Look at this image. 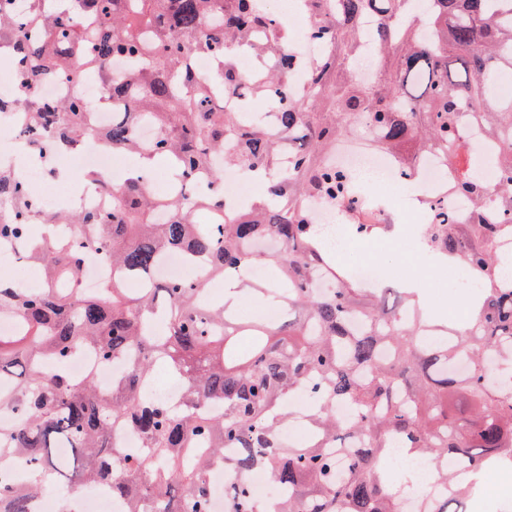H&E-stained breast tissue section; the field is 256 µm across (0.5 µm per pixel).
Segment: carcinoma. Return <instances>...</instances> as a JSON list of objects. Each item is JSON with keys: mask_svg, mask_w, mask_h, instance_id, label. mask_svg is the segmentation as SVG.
Here are the masks:
<instances>
[{"mask_svg": "<svg viewBox=\"0 0 512 512\" xmlns=\"http://www.w3.org/2000/svg\"><path fill=\"white\" fill-rule=\"evenodd\" d=\"M14 18L0 0V43L24 58L20 91L45 78L80 82L91 71L97 87L119 101L112 127L102 130L77 92L56 105L34 101L35 133L29 153L68 150L95 141L146 159H164L176 191L156 195L142 179L112 191V207L86 213L46 210L41 224H72L83 245L36 243L30 231L32 191L0 167V242L20 240L24 256L43 272L32 292L0 273V315L15 318L13 334H0V408L13 411L0 426V463L21 460L29 480L0 483V512H29L46 490L74 484H112V494L139 512H212L202 472L221 461L237 477L228 512H260L247 474L265 472L286 489L271 512H466L490 476L512 467V376L491 373V359L512 361V275L499 224H512V12L497 0H301L307 35L323 53L302 62L291 26L263 0H80L76 20L57 0H28ZM375 20L371 44L361 19ZM250 47L260 79L248 83L236 51ZM371 49L372 81L357 79L352 62ZM213 60L203 81L189 69L193 56ZM307 67L300 96H289L293 73ZM243 102L265 99L275 108L271 126L243 112L211 105L217 87ZM487 136L484 165L459 141L460 115ZM153 137L140 141L137 127ZM365 133V147L397 156L404 174H418L435 154L458 169L449 193L470 207L457 220L448 199L424 198L430 223L426 250L470 270L481 282L479 309L459 334L423 318L414 299L388 307L383 292L363 288L336 266L310 208L331 199L361 225L352 199L354 178L328 162L350 127ZM266 184L269 201L234 207L221 194L224 166ZM204 171L209 188L185 200L177 188ZM103 251L112 285L95 296L79 288L85 252ZM170 251L206 262V277L231 278L255 262L277 271L263 293L304 313L295 324L265 318L232 320L224 305L202 303L204 280L157 282L152 274ZM327 276L334 288L317 291ZM250 337L241 348L239 337ZM92 351L104 365L138 352L104 391L91 375L75 379L66 365ZM156 367L185 382L171 407L148 388ZM306 385L314 396L304 412L309 429L300 444L284 446L276 431L285 402ZM224 405L211 415L204 407ZM350 404L354 420L336 419ZM141 438L136 458L112 445V429ZM65 440L72 454L56 457ZM399 444L432 456L429 485L409 471L394 478L385 450ZM471 468L462 482L440 466L450 456Z\"/></svg>", "mask_w": 512, "mask_h": 512, "instance_id": "cac0c4a2", "label": "carcinoma"}]
</instances>
